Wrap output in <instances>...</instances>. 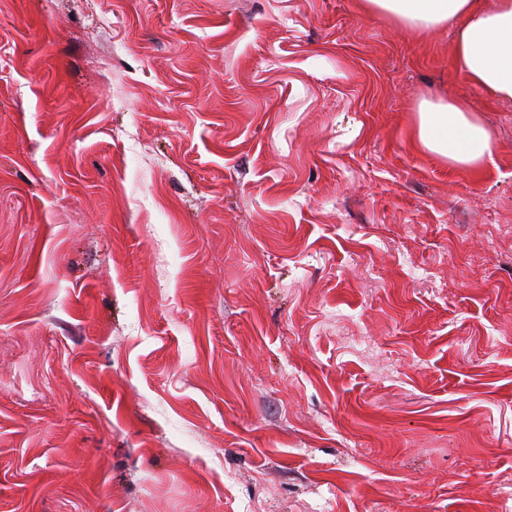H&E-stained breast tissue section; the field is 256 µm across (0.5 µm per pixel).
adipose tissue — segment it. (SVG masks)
I'll use <instances>...</instances> for the list:
<instances>
[{
  "label": "adipose tissue",
  "instance_id": "adipose-tissue-1",
  "mask_svg": "<svg viewBox=\"0 0 512 512\" xmlns=\"http://www.w3.org/2000/svg\"><path fill=\"white\" fill-rule=\"evenodd\" d=\"M415 32L450 27L458 68L473 85L512 101V0L483 9L478 0H361ZM412 142L451 165L477 170L493 162L489 132L462 100L418 105Z\"/></svg>",
  "mask_w": 512,
  "mask_h": 512
}]
</instances>
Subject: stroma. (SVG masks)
<instances>
[{
    "label": "stroma",
    "mask_w": 512,
    "mask_h": 512,
    "mask_svg": "<svg viewBox=\"0 0 512 512\" xmlns=\"http://www.w3.org/2000/svg\"><path fill=\"white\" fill-rule=\"evenodd\" d=\"M358 2L0 0V512H512V102ZM412 143L454 167L474 171L494 162L491 136L463 100H422Z\"/></svg>",
    "instance_id": "35a3bbf8"
}]
</instances>
